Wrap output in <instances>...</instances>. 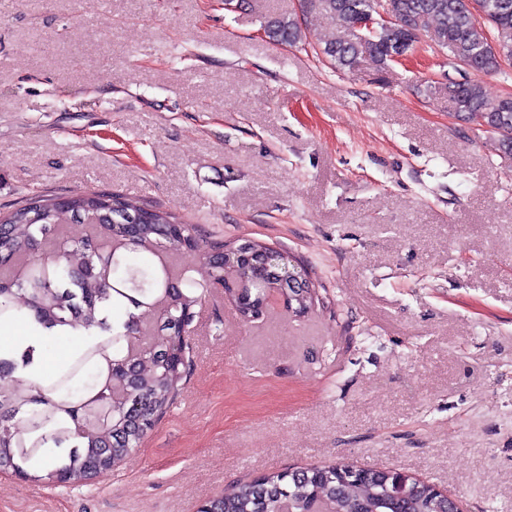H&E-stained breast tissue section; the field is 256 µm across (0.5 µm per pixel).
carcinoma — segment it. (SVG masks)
I'll use <instances>...</instances> for the list:
<instances>
[{"label": "carcinoma", "instance_id": "obj_1", "mask_svg": "<svg viewBox=\"0 0 512 512\" xmlns=\"http://www.w3.org/2000/svg\"><path fill=\"white\" fill-rule=\"evenodd\" d=\"M348 37L329 42L322 54L338 70L351 69L367 54L379 67L393 55L413 51L424 32L435 46L473 73L498 71L512 56V0H303ZM387 10L389 24L358 34L357 22ZM265 32L277 45L302 41L292 16L270 19ZM463 119L485 129L504 162H512V96L491 99L482 85L467 80L448 92ZM83 224L88 233L67 248L61 262L39 255L59 236L63 224ZM170 241L206 264L210 279L197 281L192 266L172 269L155 257ZM228 245H201L196 228L173 214L132 205L117 193L90 191L69 197L65 206L47 198L0 216V322L26 312L37 325L96 329L97 338L73 349L38 381L15 379L0 387V471L24 480L53 484L105 477L167 413L192 362L189 342L194 306L202 291L247 279L240 315L260 305L279 281L257 261L242 270L224 267ZM23 296L24 305L15 304ZM31 363L0 356V376ZM207 512H443L426 481L397 487L394 477L359 466L336 464L262 475L235 492L205 503Z\"/></svg>", "mask_w": 512, "mask_h": 512}]
</instances>
